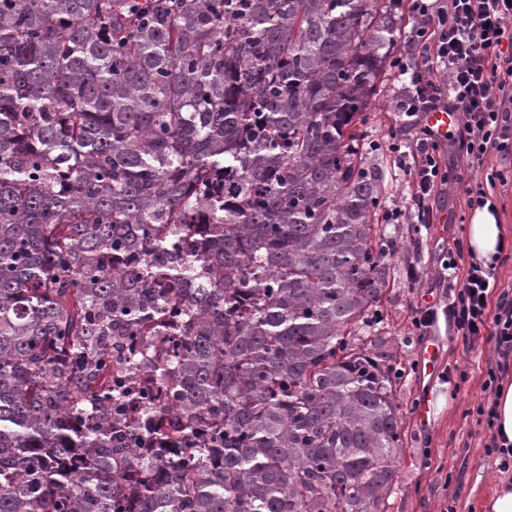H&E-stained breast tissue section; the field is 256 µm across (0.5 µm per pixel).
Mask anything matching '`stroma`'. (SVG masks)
<instances>
[{"label": "stroma", "instance_id": "obj_1", "mask_svg": "<svg viewBox=\"0 0 512 512\" xmlns=\"http://www.w3.org/2000/svg\"><path fill=\"white\" fill-rule=\"evenodd\" d=\"M400 84L387 73L379 94V107L370 112L364 132L382 146L377 159L386 173L385 204L402 205L407 194L404 171L390 153L391 139L410 143L423 125L421 117H406L395 109ZM439 153L451 179L444 185L434 206L433 225L416 230L411 224H389L385 233L398 249L389 262L388 285L378 305L381 319L377 335L386 337L400 372L397 397L403 406L406 442L397 465L399 489L390 498L389 512H482V503L496 488L501 473L494 457L485 453L493 430L477 421L472 410L487 402L482 389L486 360L492 345L469 349L449 324L438 315L427 335L412 325L415 308L436 303L445 296L441 282L448 245L466 236L471 211L463 200L458 180L484 179V171L468 167L463 154L451 142H441ZM418 280H410L409 269ZM440 348V362L434 377L422 374L420 352L429 343ZM466 380H459V372ZM429 392L432 415L428 424L416 422L413 409L422 392Z\"/></svg>", "mask_w": 512, "mask_h": 512}]
</instances>
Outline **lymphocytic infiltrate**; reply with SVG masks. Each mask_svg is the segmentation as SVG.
<instances>
[{"instance_id":"f902f5d3","label":"lymphocytic infiltrate","mask_w":512,"mask_h":512,"mask_svg":"<svg viewBox=\"0 0 512 512\" xmlns=\"http://www.w3.org/2000/svg\"><path fill=\"white\" fill-rule=\"evenodd\" d=\"M416 18L407 59L392 62L407 113L457 112V141L469 167L497 166L485 182L463 188L468 208L483 207L488 187L507 185L512 171V0H411ZM439 138L423 130L407 150L409 201L385 210L388 224H425L439 186L449 176ZM448 320L458 336L494 346L486 362L487 389L512 373V289L501 288L495 266L470 258L463 238L448 250Z\"/></svg>"}]
</instances>
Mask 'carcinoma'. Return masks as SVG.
Wrapping results in <instances>:
<instances>
[{
    "label": "carcinoma",
    "mask_w": 512,
    "mask_h": 512,
    "mask_svg": "<svg viewBox=\"0 0 512 512\" xmlns=\"http://www.w3.org/2000/svg\"><path fill=\"white\" fill-rule=\"evenodd\" d=\"M396 0H0V512H387Z\"/></svg>",
    "instance_id": "obj_1"
}]
</instances>
